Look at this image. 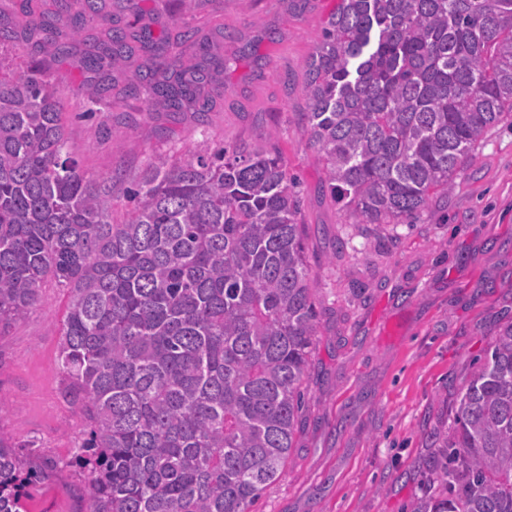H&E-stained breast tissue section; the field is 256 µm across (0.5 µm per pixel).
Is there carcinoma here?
<instances>
[{
	"mask_svg": "<svg viewBox=\"0 0 512 512\" xmlns=\"http://www.w3.org/2000/svg\"><path fill=\"white\" fill-rule=\"evenodd\" d=\"M79 2L74 33L100 0H54L0 20V333L66 290L62 396L88 428L73 463L91 475L86 512H252L291 462L321 318L288 161L263 142L188 159L156 155L122 187L92 178L32 45L70 47L55 18ZM182 27L126 93L176 111L206 79ZM108 27L89 70L134 53ZM308 111L325 187L351 224H400L454 190L457 171L512 118V0H340L306 60ZM407 512H512V322L457 396ZM33 481L0 436V512H28Z\"/></svg>",
	"mask_w": 512,
	"mask_h": 512,
	"instance_id": "1",
	"label": "carcinoma"
}]
</instances>
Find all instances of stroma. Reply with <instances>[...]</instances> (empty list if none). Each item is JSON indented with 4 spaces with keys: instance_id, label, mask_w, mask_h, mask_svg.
Listing matches in <instances>:
<instances>
[{
    "instance_id": "1",
    "label": "stroma",
    "mask_w": 512,
    "mask_h": 512,
    "mask_svg": "<svg viewBox=\"0 0 512 512\" xmlns=\"http://www.w3.org/2000/svg\"><path fill=\"white\" fill-rule=\"evenodd\" d=\"M338 0H194L191 55L227 60L208 86L206 125L122 89L149 52L118 63L112 92L89 101L88 32L48 73L71 116L84 167L135 179L155 154L263 141L297 174L305 246L318 276L321 334L309 360L303 427L292 461L255 512H405L425 491L436 431L460 389L512 321V119L501 122L449 197L409 224L348 223L323 187L300 114L303 66ZM106 18L133 34L177 33V0H106ZM341 248H334V241ZM66 295L49 285L39 307L0 334V434L41 472L29 512H85L91 477L71 459L85 426L62 400L59 327Z\"/></svg>"
}]
</instances>
